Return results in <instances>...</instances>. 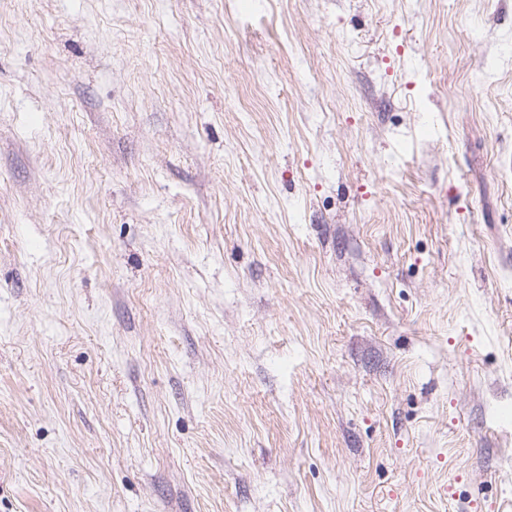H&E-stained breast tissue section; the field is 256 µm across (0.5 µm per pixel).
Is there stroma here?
Segmentation results:
<instances>
[{
    "mask_svg": "<svg viewBox=\"0 0 512 512\" xmlns=\"http://www.w3.org/2000/svg\"><path fill=\"white\" fill-rule=\"evenodd\" d=\"M512 0H0V512H512Z\"/></svg>",
    "mask_w": 512,
    "mask_h": 512,
    "instance_id": "obj_1",
    "label": "stroma"
}]
</instances>
